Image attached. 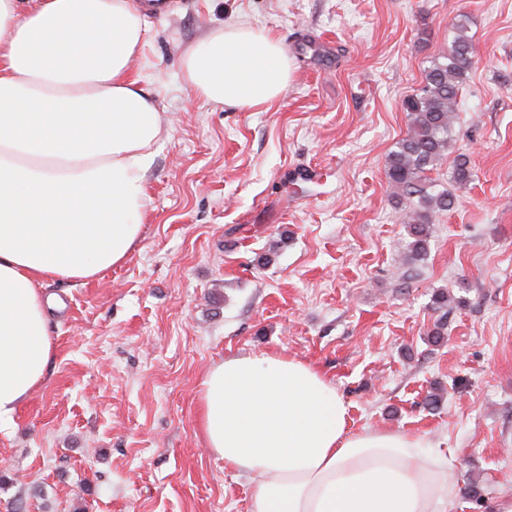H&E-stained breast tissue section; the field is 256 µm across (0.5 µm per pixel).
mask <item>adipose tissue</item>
Here are the masks:
<instances>
[{
  "label": "adipose tissue",
  "instance_id": "1",
  "mask_svg": "<svg viewBox=\"0 0 512 512\" xmlns=\"http://www.w3.org/2000/svg\"><path fill=\"white\" fill-rule=\"evenodd\" d=\"M133 0H0V428L52 357L46 281L84 282L139 241L164 116L133 65ZM201 100L271 107L292 78L280 40L241 24L189 46ZM199 429L248 475L250 512H446L453 455L424 436L351 431L332 379L282 354L230 357L206 375Z\"/></svg>",
  "mask_w": 512,
  "mask_h": 512
}]
</instances>
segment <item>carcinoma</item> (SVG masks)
Listing matches in <instances>:
<instances>
[{
	"label": "carcinoma",
	"mask_w": 512,
	"mask_h": 512,
	"mask_svg": "<svg viewBox=\"0 0 512 512\" xmlns=\"http://www.w3.org/2000/svg\"><path fill=\"white\" fill-rule=\"evenodd\" d=\"M452 28L448 54L432 62L419 92L402 102L409 120L408 132L386 161L393 197L408 202L403 209V223L413 238L408 249L415 257L425 254L431 212L449 210L456 202L450 189L433 193L427 182V173L444 160L454 141L459 92L476 64L467 22L457 19ZM470 178L469 159L459 153L453 161L451 182L461 185Z\"/></svg>",
	"instance_id": "obj_1"
}]
</instances>
